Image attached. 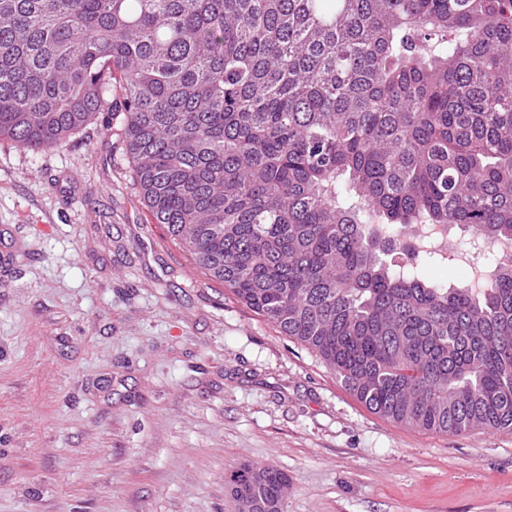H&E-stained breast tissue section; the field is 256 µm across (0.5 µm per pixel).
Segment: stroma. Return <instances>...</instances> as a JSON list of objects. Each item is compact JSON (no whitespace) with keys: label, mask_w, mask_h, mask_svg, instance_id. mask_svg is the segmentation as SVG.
I'll return each mask as SVG.
<instances>
[{"label":"stroma","mask_w":512,"mask_h":512,"mask_svg":"<svg viewBox=\"0 0 512 512\" xmlns=\"http://www.w3.org/2000/svg\"><path fill=\"white\" fill-rule=\"evenodd\" d=\"M124 115L42 152L0 140V512H512V430L430 433L364 407L154 224ZM287 477L272 467L243 466L231 474L237 512H283Z\"/></svg>","instance_id":"stroma-1"}]
</instances>
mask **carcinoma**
Instances as JSON below:
<instances>
[{
    "label": "carcinoma",
    "mask_w": 512,
    "mask_h": 512,
    "mask_svg": "<svg viewBox=\"0 0 512 512\" xmlns=\"http://www.w3.org/2000/svg\"><path fill=\"white\" fill-rule=\"evenodd\" d=\"M102 112L153 222L368 409L512 429V266L448 288L403 240L512 241V0H0V139ZM230 482L283 512L281 471Z\"/></svg>",
    "instance_id": "cac0c4a2"
}]
</instances>
